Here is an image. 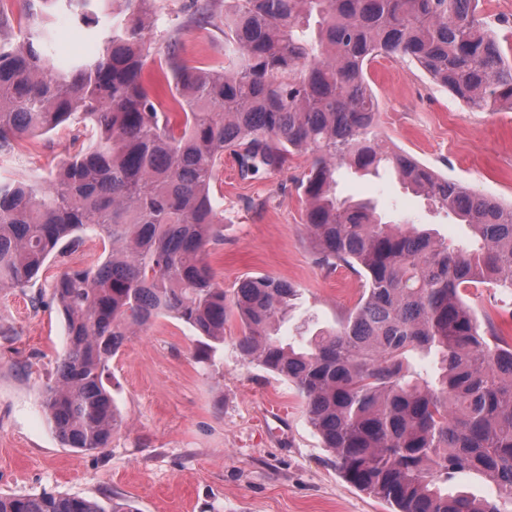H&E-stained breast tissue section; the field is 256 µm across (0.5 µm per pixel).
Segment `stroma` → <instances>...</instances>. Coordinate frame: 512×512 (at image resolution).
Wrapping results in <instances>:
<instances>
[{
    "instance_id": "1",
    "label": "stroma",
    "mask_w": 512,
    "mask_h": 512,
    "mask_svg": "<svg viewBox=\"0 0 512 512\" xmlns=\"http://www.w3.org/2000/svg\"><path fill=\"white\" fill-rule=\"evenodd\" d=\"M190 0H159L147 30L149 71L171 50L192 65L224 64V24L198 23ZM369 84L379 102L377 131L439 175L512 203V112L469 109L407 59L375 60ZM90 143L82 125L18 139L0 155V176L47 180ZM306 154L280 170L241 176L225 153L213 186L224 211L221 239L205 256L224 289L269 275L300 289L280 336L332 329L358 302L361 282L345 268L317 266L304 227L300 181ZM341 195L374 200L385 221L424 224L452 244L468 225L434 211L391 173H343ZM102 241L51 255L36 283L0 292V495L54 492L129 500L139 512H390L347 483L311 428L295 387L243 360L236 316L213 354L200 360L196 332L168 316L131 335L108 362L107 383L123 422L102 450L65 447L42 405L65 350V321L51 298L64 272L101 264Z\"/></svg>"
}]
</instances>
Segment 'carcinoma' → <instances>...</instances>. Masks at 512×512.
<instances>
[{"label": "carcinoma", "mask_w": 512, "mask_h": 512, "mask_svg": "<svg viewBox=\"0 0 512 512\" xmlns=\"http://www.w3.org/2000/svg\"><path fill=\"white\" fill-rule=\"evenodd\" d=\"M64 2L94 34L95 52L61 58L50 29L14 24L0 5V153L61 125L92 124V141L44 185L0 178V291L25 288L59 246L86 236L109 246L95 268L52 285L66 349L43 407L61 442L108 447L121 421L104 385L128 336L162 315L207 343H224L291 382L342 477L393 512H507L512 503V341L481 321L465 290L512 294V205L439 176L375 132L368 65L408 58L471 109L512 111V59L477 16L478 0H224V67L171 53L161 69L170 100L144 80V31L158 0ZM231 150L241 175L280 170L302 151L311 252L364 288L336 329L300 343L278 336L299 288L270 276L241 280L227 297L205 260L224 211L212 193ZM347 168L390 171L431 206L469 226L456 246L412 224H385L370 201L342 198ZM433 361L430 373L411 363ZM477 472L495 495L451 486ZM0 512H138L42 492L0 495Z\"/></svg>", "instance_id": "obj_1"}]
</instances>
